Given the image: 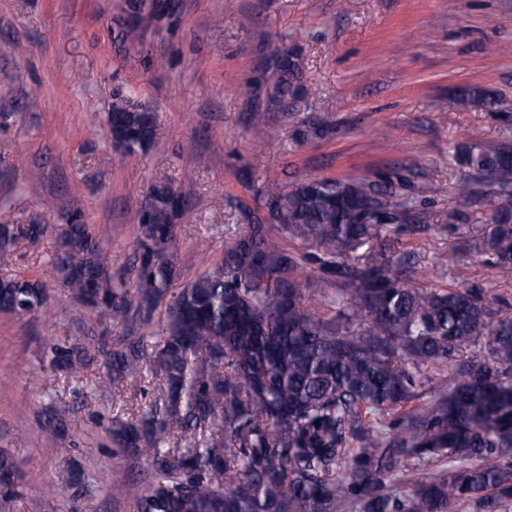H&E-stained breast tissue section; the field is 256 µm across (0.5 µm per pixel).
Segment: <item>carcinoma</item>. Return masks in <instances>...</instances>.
Instances as JSON below:
<instances>
[{
	"mask_svg": "<svg viewBox=\"0 0 512 512\" xmlns=\"http://www.w3.org/2000/svg\"><path fill=\"white\" fill-rule=\"evenodd\" d=\"M176 10L125 0L137 19ZM272 65L270 100L286 110L300 89L299 56L280 50ZM458 104L512 121V107L482 87ZM107 126L115 148L134 155L154 143L157 117L117 93ZM453 158L468 174L459 206L476 204L485 182L512 195L508 142L457 144ZM261 195L266 214L242 225L217 270L183 287L168 253L191 206L167 184L152 188L140 215L135 281L114 277L78 213L55 240L57 281L80 304L114 325H127L132 311L147 325L160 312V336H128L119 349L92 336L54 345L49 359L76 374L103 358V387L149 367L159 378L134 421L112 428L119 453L149 466L136 512H454L469 501L500 512L512 501V317L502 315V298L422 288L416 264L390 248L356 255L383 224L400 235L429 231L390 179L271 184ZM494 223L487 247L512 279V210L497 211ZM49 233L47 224H0V313L25 316L46 304V284L3 268L18 247ZM276 233L312 242L322 273L303 275L307 257L280 247ZM308 295L323 309L306 304ZM481 342L483 355H463ZM450 367L451 381L433 382ZM431 463L444 467L420 472ZM15 472L1 451V508L14 499Z\"/></svg>",
	"mask_w": 512,
	"mask_h": 512,
	"instance_id": "carcinoma-1",
	"label": "carcinoma"
}]
</instances>
